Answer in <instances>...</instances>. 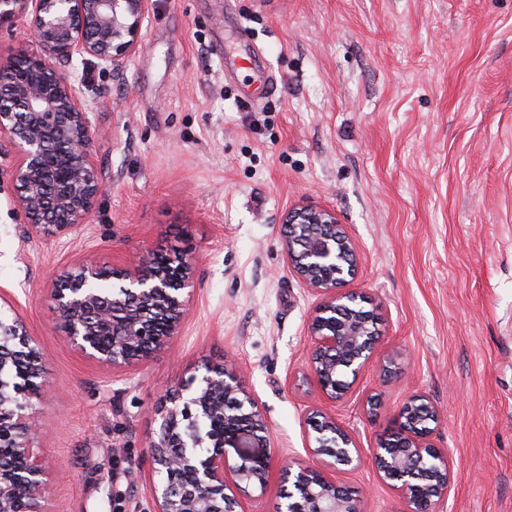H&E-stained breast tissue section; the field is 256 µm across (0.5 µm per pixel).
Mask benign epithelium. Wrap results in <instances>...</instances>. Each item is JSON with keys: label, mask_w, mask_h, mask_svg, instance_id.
<instances>
[{"label": "benign epithelium", "mask_w": 512, "mask_h": 512, "mask_svg": "<svg viewBox=\"0 0 512 512\" xmlns=\"http://www.w3.org/2000/svg\"><path fill=\"white\" fill-rule=\"evenodd\" d=\"M153 0H0V25L22 16L39 51L0 60V145L17 156L15 203L28 238L47 241L77 231L103 190L92 144V109L82 85L58 64L75 58L112 70L135 54ZM283 247L288 265L318 304L309 329L315 351L308 376L323 398L340 400L373 361L392 374L393 358L378 357L380 313L354 312L362 298L346 288L355 272V243L336 212L310 203L288 210ZM56 325L87 358L114 371L148 361L180 333L195 291V264L185 255L163 262L145 251L121 265L81 264L51 279ZM44 355L19 317L0 310V451L20 466L0 465V512H42L48 493L45 461L33 453L41 434L30 396L47 390ZM150 441L152 512H244L241 499L264 490L274 444L264 413L231 358L172 390ZM438 408L414 394L398 408L393 427L371 462L403 499L402 512H437L453 480L448 450L431 442ZM308 451L315 464L294 475L284 512H361L357 499L327 472L358 459L355 441L330 415L308 417Z\"/></svg>", "instance_id": "7a95c632"}]
</instances>
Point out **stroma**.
Segmentation results:
<instances>
[{"mask_svg": "<svg viewBox=\"0 0 512 512\" xmlns=\"http://www.w3.org/2000/svg\"><path fill=\"white\" fill-rule=\"evenodd\" d=\"M93 106L104 189L81 230L32 241L0 154V300L45 354L34 448L44 512H150L149 443L167 390L235 355L264 407L275 464L246 512L283 506L311 465L317 407L359 461L330 471L362 512H401L369 456L423 394L453 471L439 512H512V0H154L120 71L73 61ZM334 209L355 242L348 286L382 307L384 381L339 401L304 376L317 299L289 267L282 217ZM188 253L197 282L178 336L111 372L55 326L53 272Z\"/></svg>", "mask_w": 512, "mask_h": 512, "instance_id": "1", "label": "stroma"}]
</instances>
